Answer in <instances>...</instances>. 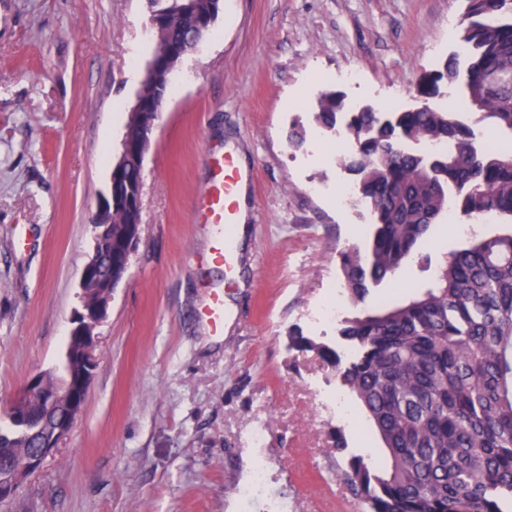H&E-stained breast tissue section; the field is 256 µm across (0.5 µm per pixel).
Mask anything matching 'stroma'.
I'll return each mask as SVG.
<instances>
[{
  "label": "stroma",
  "instance_id": "35a3bbf8",
  "mask_svg": "<svg viewBox=\"0 0 512 512\" xmlns=\"http://www.w3.org/2000/svg\"><path fill=\"white\" fill-rule=\"evenodd\" d=\"M464 0H223L174 71L143 163L141 231L97 327L81 414L0 512H363L331 450L375 447L354 398L298 329L342 346L318 316L342 295L338 254L366 247V205L341 207L348 136L321 130L319 94L386 112L420 102L423 74L462 54ZM155 43L146 0H0V419L33 373L60 368L81 307L93 221ZM306 136L289 144L294 124ZM233 154L245 250L224 333L198 317L222 267L201 256L210 159ZM392 291L425 287L468 234L440 220ZM266 426L262 446L251 443ZM263 471L264 497L237 491Z\"/></svg>",
  "mask_w": 512,
  "mask_h": 512
}]
</instances>
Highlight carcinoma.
<instances>
[{
	"instance_id": "carcinoma-1",
	"label": "carcinoma",
	"mask_w": 512,
	"mask_h": 512,
	"mask_svg": "<svg viewBox=\"0 0 512 512\" xmlns=\"http://www.w3.org/2000/svg\"><path fill=\"white\" fill-rule=\"evenodd\" d=\"M164 5L152 29L154 51L170 43L180 51L162 56L153 78L141 83L136 97L145 105L170 88L178 62L195 48L181 0ZM459 40L465 64L451 55L424 76L419 106L347 112L334 91L319 97L315 112L322 130L342 124L350 133L351 147L337 161L352 175L355 198L370 209L373 234L366 249L339 254L356 307L339 336L354 356L345 362L336 348L299 332L290 340L336 368L381 443L379 464L370 454H346L342 434L333 440L346 485L366 512H512V0H466ZM443 80L462 84L471 114L488 126L497 147L477 144L461 113L433 102ZM124 136L129 157L113 177L137 185L142 133L129 122ZM408 141L441 149L413 151ZM446 213L472 224L505 218L508 227L472 236L441 262L429 286L396 303L366 305L371 290L398 276ZM137 217L112 210V258H103L86 281L83 303L102 297L107 269L123 278ZM82 402L60 393L44 415L50 420ZM40 437L0 427V457L16 467Z\"/></svg>"
}]
</instances>
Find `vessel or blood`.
I'll return each mask as SVG.
<instances>
[{
  "mask_svg": "<svg viewBox=\"0 0 512 512\" xmlns=\"http://www.w3.org/2000/svg\"><path fill=\"white\" fill-rule=\"evenodd\" d=\"M212 172L211 186L197 207V215L201 222L211 225L215 230L211 246L204 258L211 264L231 270L235 267L234 236L238 224L236 198L246 174L232 156L225 154L214 156ZM198 316L208 325L213 335H223V289L218 288L210 292L207 301L199 309Z\"/></svg>",
  "mask_w": 512,
  "mask_h": 512,
  "instance_id": "1",
  "label": "vessel or blood"
}]
</instances>
